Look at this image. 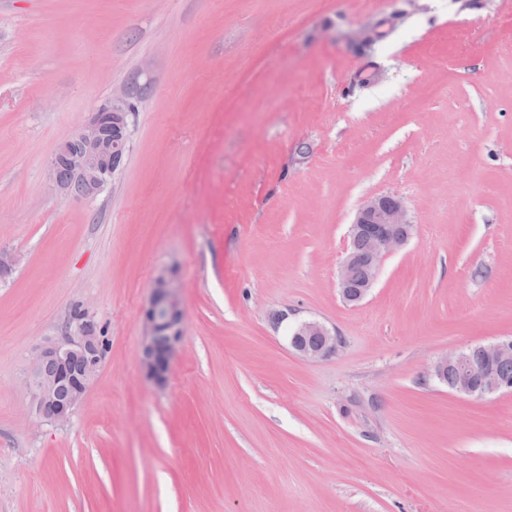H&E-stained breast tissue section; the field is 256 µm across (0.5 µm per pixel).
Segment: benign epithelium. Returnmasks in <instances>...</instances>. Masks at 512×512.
Listing matches in <instances>:
<instances>
[{"label":"benign epithelium","mask_w":512,"mask_h":512,"mask_svg":"<svg viewBox=\"0 0 512 512\" xmlns=\"http://www.w3.org/2000/svg\"><path fill=\"white\" fill-rule=\"evenodd\" d=\"M137 105L129 93L112 96L56 149L49 176L63 197L90 200L113 181L130 152L133 117ZM412 227L403 198L381 194L365 201L350 225V245L342 260L338 288L351 304L364 299L377 279L384 261L402 249L411 232L396 228ZM365 245V275L356 281L352 275L355 250ZM184 310L179 280L172 274H156L150 296L142 311L139 367L144 378L157 387L170 378L173 361L182 341ZM291 348L307 360H320L336 354V331L317 320H304L293 327ZM512 356V339L475 344L439 357L431 374L446 380L448 371L457 374L449 390L462 398L482 399L509 392L512 385L498 372V363ZM103 359L102 340L91 311L82 306L70 319L65 333L34 349L26 386L32 396L31 413L38 424L63 425L95 382Z\"/></svg>","instance_id":"benign-epithelium-1"}]
</instances>
